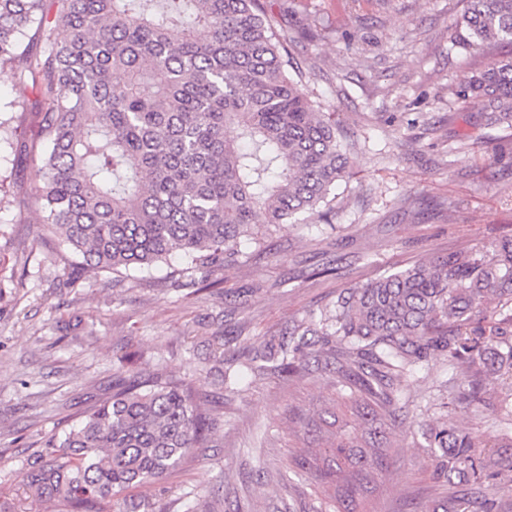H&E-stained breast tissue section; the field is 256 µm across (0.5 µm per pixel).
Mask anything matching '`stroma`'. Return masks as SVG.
I'll list each match as a JSON object with an SVG mask.
<instances>
[{"mask_svg": "<svg viewBox=\"0 0 512 512\" xmlns=\"http://www.w3.org/2000/svg\"><path fill=\"white\" fill-rule=\"evenodd\" d=\"M270 23L322 111L333 113L352 177L332 189L329 223L258 226L259 245L226 267L219 290L195 291L151 273L87 276L42 224L34 195L38 159L0 143V505L44 512L23 476L45 439L64 434L127 362L143 373L186 378L213 420L211 439L164 480L127 491V502L162 512H314L321 499L291 467L301 439L327 447L301 419L327 417L330 376L309 364L299 376L245 371L236 393L222 380L250 343H278L308 314L328 315L337 293L357 282L458 249H479L512 229V133L487 124L481 105L457 94L482 68L459 26L461 0H262ZM32 81L0 70V118L38 143L42 112ZM339 267V275L320 268ZM69 333H62V326ZM459 372L432 356L402 378L388 467L370 512H421L440 495L420 419L495 440L500 512H512V433L502 431L503 386L471 412L448 401Z\"/></svg>", "mask_w": 512, "mask_h": 512, "instance_id": "1", "label": "stroma"}]
</instances>
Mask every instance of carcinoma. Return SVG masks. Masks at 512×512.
<instances>
[{
  "mask_svg": "<svg viewBox=\"0 0 512 512\" xmlns=\"http://www.w3.org/2000/svg\"><path fill=\"white\" fill-rule=\"evenodd\" d=\"M468 46L483 55L512 45V0H464ZM39 23L42 43L22 45ZM284 36L260 0H0V69L38 81L48 145L35 190L43 223L96 274L148 271L181 254L180 276L215 287L254 226L325 217L336 182L350 177L331 114L318 110L288 70ZM458 95L484 104L489 125L512 129V52L466 76ZM236 126L240 139L224 136ZM0 140L27 141L0 121ZM512 233L479 250L418 261L343 289L334 334L313 315L278 346L251 345L244 364L277 361L294 376V353L336 376L330 448H302L297 467L326 487L336 512H358L387 468L385 436L399 379L435 354L460 368L450 399L478 408L512 376ZM361 422L349 425L347 413ZM212 422L179 378L129 373L26 473L51 512L112 510L119 496L159 482L208 441ZM433 473L448 494L422 512H498L490 441L448 424L420 423ZM472 484L459 496L453 488Z\"/></svg>",
  "mask_w": 512,
  "mask_h": 512,
  "instance_id": "carcinoma-1",
  "label": "carcinoma"
}]
</instances>
